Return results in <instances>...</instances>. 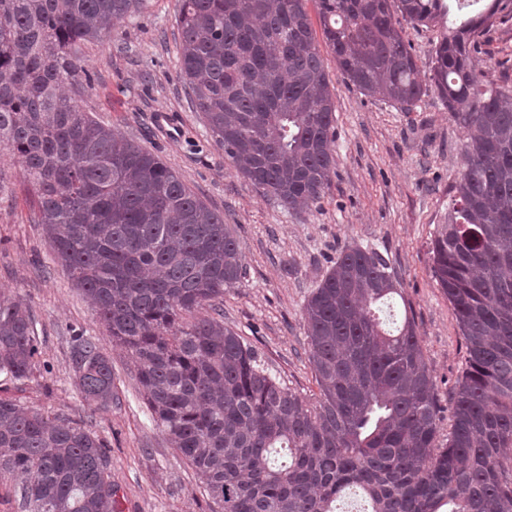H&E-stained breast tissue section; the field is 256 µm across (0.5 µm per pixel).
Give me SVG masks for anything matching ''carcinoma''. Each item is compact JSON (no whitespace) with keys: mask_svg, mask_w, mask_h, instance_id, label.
Masks as SVG:
<instances>
[{"mask_svg":"<svg viewBox=\"0 0 512 512\" xmlns=\"http://www.w3.org/2000/svg\"><path fill=\"white\" fill-rule=\"evenodd\" d=\"M146 0H0V147L34 187L37 223L112 339L132 355L153 421L201 475L217 512H512V81L472 53L512 24V0H314L347 83L412 110L437 91L466 132L432 275L464 339L467 369L440 441L434 382L415 321L383 327L401 295L387 259L352 247L306 300L311 404L224 327V291L243 278L238 243L157 155L62 93L79 46ZM308 0H178L181 73L233 168L281 207L318 203L336 170V104ZM441 28L428 83L396 15ZM209 308L213 315L187 316ZM36 323L0 297V375L37 369ZM90 406L112 405V362L73 337ZM23 477L24 512H115L107 445L79 420L53 422L0 398V484Z\"/></svg>","mask_w":512,"mask_h":512,"instance_id":"obj_1","label":"carcinoma"}]
</instances>
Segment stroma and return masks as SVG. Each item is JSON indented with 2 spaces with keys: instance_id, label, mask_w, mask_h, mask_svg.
Listing matches in <instances>:
<instances>
[{
  "instance_id": "1",
  "label": "stroma",
  "mask_w": 512,
  "mask_h": 512,
  "mask_svg": "<svg viewBox=\"0 0 512 512\" xmlns=\"http://www.w3.org/2000/svg\"><path fill=\"white\" fill-rule=\"evenodd\" d=\"M176 0H148L116 21L110 37L85 43L92 86L79 107L113 132L155 152L239 243L243 282L225 291L224 325L242 336L278 380L308 401L319 387L309 361L304 305L337 255L371 245L401 285L395 318L412 315L440 407L451 427L452 397L466 369L455 314L431 272V243L448 219L463 129L436 92L413 111L346 85L328 47L320 54L336 103V173L320 204L290 211L273 203L224 157L186 94ZM477 70L512 77V27L490 32ZM23 171L0 150V295L21 300L36 320L39 369L0 377V396L54 418L85 419L109 447L116 512H211L195 470L155 425L130 352L112 340L83 291L53 255L35 218ZM94 337L112 362L111 406L92 410L74 384V334Z\"/></svg>"
}]
</instances>
